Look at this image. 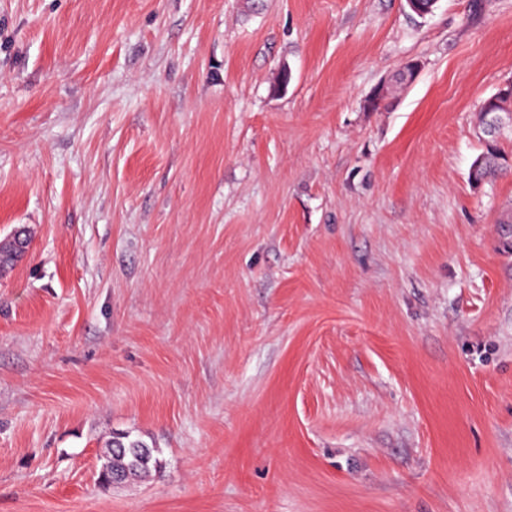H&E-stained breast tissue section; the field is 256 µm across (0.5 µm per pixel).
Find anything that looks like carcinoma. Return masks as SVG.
<instances>
[{"label": "carcinoma", "instance_id": "1", "mask_svg": "<svg viewBox=\"0 0 512 512\" xmlns=\"http://www.w3.org/2000/svg\"><path fill=\"white\" fill-rule=\"evenodd\" d=\"M507 87L485 98L479 108L480 124H485L484 110L487 108L503 109L504 103L512 97L506 94ZM488 140L479 168L471 170L470 177L475 183H485L494 178L498 172L506 169L504 156L495 143V133H487ZM29 245V231L22 227L15 231L11 240L0 244V273L14 266L22 258ZM162 467V461L140 439H133L128 434H116L102 457L99 478L106 485L122 484L147 476L151 471Z\"/></svg>", "mask_w": 512, "mask_h": 512}]
</instances>
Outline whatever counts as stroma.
<instances>
[{
	"mask_svg": "<svg viewBox=\"0 0 512 512\" xmlns=\"http://www.w3.org/2000/svg\"><path fill=\"white\" fill-rule=\"evenodd\" d=\"M510 80L512 0H0V512H512ZM508 86L500 88L497 93L485 98L479 108L478 116L480 124L482 125L483 132L489 137L487 140L486 150L481 155L483 156L481 165L478 169H472L470 177L474 183H485L494 178L499 171L506 169L505 157L499 152L496 143L495 135L500 128L490 133L486 129L484 110L486 108H496L497 110L504 109L503 105L507 101H511L512 96L506 94ZM29 238V231L22 227L15 231L11 240L0 244V273L22 258L28 248ZM150 448L130 434H116L102 457L99 478L106 485L122 484L146 477L152 470H159L163 464Z\"/></svg>",
	"mask_w": 512,
	"mask_h": 512,
	"instance_id": "1",
	"label": "stroma"
}]
</instances>
